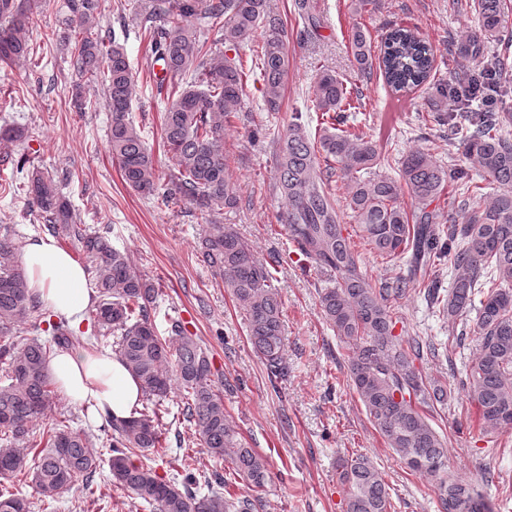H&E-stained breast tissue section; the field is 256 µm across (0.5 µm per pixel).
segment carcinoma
<instances>
[{
	"instance_id": "carcinoma-1",
	"label": "carcinoma",
	"mask_w": 512,
	"mask_h": 512,
	"mask_svg": "<svg viewBox=\"0 0 512 512\" xmlns=\"http://www.w3.org/2000/svg\"><path fill=\"white\" fill-rule=\"evenodd\" d=\"M46 3L0 0V64L32 56L29 25ZM455 5L473 8L478 17V30L460 41V56L477 59L486 44L501 46L480 70L460 78L456 88L430 81L436 76L435 48L410 27L393 28L376 55L369 35L355 26L350 49L360 72L379 68L396 93L432 83L433 111L427 122L448 131V149L478 163L500 191L486 192L487 186L463 166H446L421 150L398 158V176L377 172L381 153L376 142L348 126V113L364 109L361 99L324 70L314 86L313 105L328 126L313 138L302 114L295 112L278 143L277 186L288 203L278 221L326 277L319 291L322 316L347 350V384L387 447L410 472L434 478L440 512H491L472 484L448 475L446 439L432 425L434 413L448 405V388L426 380L417 367L428 354L452 360L466 335L467 317L475 315L476 345L461 388L484 434L512 429V112L491 105L475 108L472 96L460 93L506 69L512 0H456ZM119 7L148 33L152 54L170 81L161 127L169 174L159 170L130 118L135 77L126 50L93 32L104 0H65L57 37L74 77L73 107L83 111L87 92L101 88L110 113L108 148L126 184L144 196L159 195L165 203L184 201L206 216L202 262L243 312L249 342L270 380L283 381L288 362L277 287L249 242L234 225L222 223L221 215L239 204L228 178L231 155L224 146V123L243 108L244 62L238 51L253 45L250 70L262 82L266 110L278 112L289 69L286 27L269 0H125ZM230 51L235 55L228 56ZM450 97L457 100L453 112L448 111ZM23 138L20 128L0 126L1 146ZM334 178L347 189L346 208L362 238L384 260H407L409 277L398 275L379 288L368 278L350 236L344 235ZM451 183L458 192L447 201L444 238L436 228L441 213L432 204ZM0 189L23 193L52 233L81 245L98 298L94 319L102 336H112L115 352L139 380L146 400L157 406L178 390L190 424L188 441L200 442L211 457L229 464L257 496L225 497L215 490L226 484L224 475L215 472L200 480L187 458L182 478L171 481L134 463L133 455L161 444L159 422L142 410L123 420L105 417L112 483L155 512H254L261 505L258 493L271 482L268 462L229 423L224 391L231 384L212 370L207 349L177 323L171 336H158L150 315L156 288L106 233L78 222L60 181L34 169L26 180ZM18 251L10 232L0 233V376L6 381L0 386V512H29L28 503L3 486L8 480L30 476L51 498L78 478L93 477L102 462L87 432L67 419H50L47 361L80 340L66 319L46 322ZM444 265L455 272L449 289L440 281ZM423 273L431 275L424 283L427 299L451 324L446 343L394 334L398 307ZM44 322L51 329L49 340L40 336ZM42 444L44 449L32 452ZM336 475L347 490V512H395L384 475L363 455L340 458Z\"/></svg>"
}]
</instances>
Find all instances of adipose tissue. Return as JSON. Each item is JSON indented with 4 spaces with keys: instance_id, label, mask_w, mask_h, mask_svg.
<instances>
[{
    "instance_id": "1",
    "label": "adipose tissue",
    "mask_w": 512,
    "mask_h": 512,
    "mask_svg": "<svg viewBox=\"0 0 512 512\" xmlns=\"http://www.w3.org/2000/svg\"><path fill=\"white\" fill-rule=\"evenodd\" d=\"M21 259L33 295L54 315L80 327L92 305L84 267L50 238L29 240ZM47 371L64 395L75 404L89 406L97 416L129 418L142 397L139 382L125 362L108 350L58 351Z\"/></svg>"
}]
</instances>
